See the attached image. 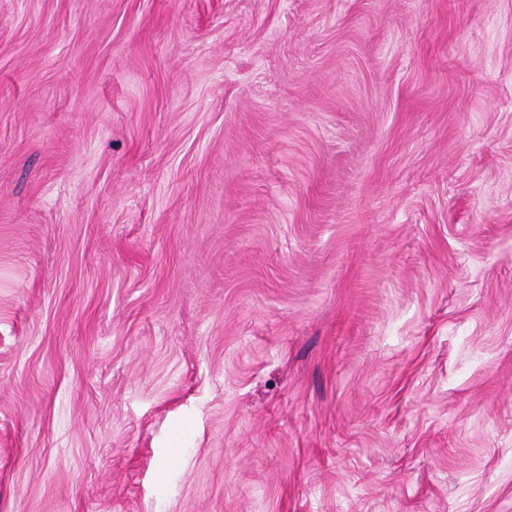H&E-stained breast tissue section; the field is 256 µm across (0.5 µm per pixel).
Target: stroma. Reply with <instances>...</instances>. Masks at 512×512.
<instances>
[{"label":"stroma","instance_id":"stroma-1","mask_svg":"<svg viewBox=\"0 0 512 512\" xmlns=\"http://www.w3.org/2000/svg\"><path fill=\"white\" fill-rule=\"evenodd\" d=\"M0 512H512V0H0Z\"/></svg>","mask_w":512,"mask_h":512}]
</instances>
